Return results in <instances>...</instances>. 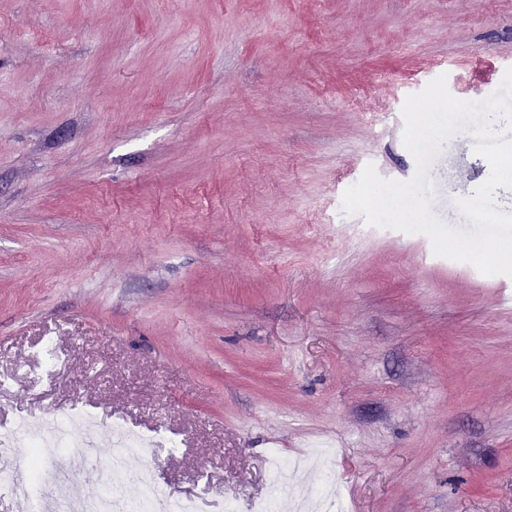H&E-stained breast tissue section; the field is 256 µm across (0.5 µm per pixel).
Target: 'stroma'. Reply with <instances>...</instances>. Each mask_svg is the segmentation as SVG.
Returning <instances> with one entry per match:
<instances>
[{"label": "stroma", "instance_id": "35a3bbf8", "mask_svg": "<svg viewBox=\"0 0 512 512\" xmlns=\"http://www.w3.org/2000/svg\"><path fill=\"white\" fill-rule=\"evenodd\" d=\"M510 68L512 0H0V427L166 430L127 466L202 512L314 448L345 512H512V279L343 208L414 176L408 96Z\"/></svg>", "mask_w": 512, "mask_h": 512}]
</instances>
